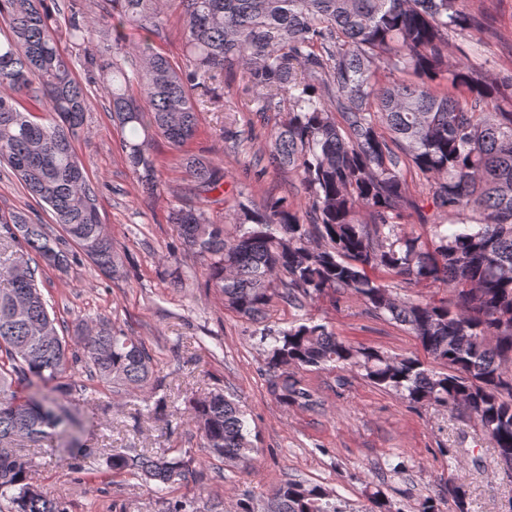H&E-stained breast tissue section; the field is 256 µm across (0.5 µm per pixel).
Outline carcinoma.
Returning a JSON list of instances; mask_svg holds the SVG:
<instances>
[{"label":"carcinoma","instance_id":"carcinoma-1","mask_svg":"<svg viewBox=\"0 0 512 512\" xmlns=\"http://www.w3.org/2000/svg\"><path fill=\"white\" fill-rule=\"evenodd\" d=\"M46 0H0V162L25 192L105 276L119 256L99 214L98 195L75 151L96 81L80 80L60 48L58 19ZM69 0L68 40L84 68L102 78L108 114L123 137L125 164L143 192L157 189L151 142L160 135L183 152L191 201L173 208L181 244L206 261V287L248 320L273 296L294 302L344 290L376 315L402 325L434 361L356 346L309 317L268 331L269 391L285 404L310 391L294 369L354 367L408 402L461 410L489 436L512 468V70L489 78L459 64L448 68L449 35L479 30L467 0H177L181 65L158 52L166 0ZM139 35L109 37L114 23ZM242 69L270 101L288 103L270 135L267 161L298 172L303 201L268 197L241 211L228 236L204 205L223 193L224 169L185 147L198 133L195 97ZM430 182L441 212L462 224H432L429 236L403 232L417 210L403 168ZM77 256L43 224L18 210L0 211V500L8 512H66L30 481L32 461L17 442L62 437L77 419L61 408L76 390L71 345L57 329L37 285L40 265L67 269ZM417 286L442 283L456 303L398 297L368 270ZM76 345L96 376L114 388L144 387L153 357L144 343L102 319ZM49 385L26 400V381ZM186 416L212 455L239 465L254 448L245 412L215 390L187 399ZM107 469L154 484L165 512H184L165 498L191 474L177 450L109 454ZM447 500L468 512L466 486L453 479L423 498L419 512ZM364 512H392L374 491ZM272 512H341L320 485L285 479Z\"/></svg>","mask_w":512,"mask_h":512}]
</instances>
